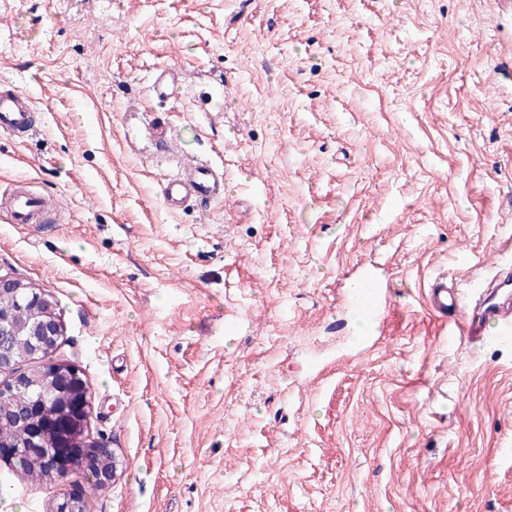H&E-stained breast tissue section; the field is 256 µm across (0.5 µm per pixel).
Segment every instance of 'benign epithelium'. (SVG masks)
<instances>
[{
    "label": "benign epithelium",
    "instance_id": "obj_1",
    "mask_svg": "<svg viewBox=\"0 0 512 512\" xmlns=\"http://www.w3.org/2000/svg\"><path fill=\"white\" fill-rule=\"evenodd\" d=\"M20 297L28 300L35 313L34 319L24 326L13 322L11 307L4 305V300L14 301ZM61 327L60 316L54 311L47 290L15 276L0 274V371L13 368L18 345L27 346L32 359L41 361L31 372L13 375L10 388L22 387L33 377L45 380L44 397L59 410V425L66 444L64 448L51 449L45 456L42 449L33 444L28 451L37 456L50 477L61 480L59 473L67 470L66 463L70 461L83 469L94 470L91 477L95 489L105 490L112 486L116 463L99 466L100 443L88 433L92 413L88 387L78 370L50 360L51 351L62 335ZM50 512H86L84 495L67 492Z\"/></svg>",
    "mask_w": 512,
    "mask_h": 512
}]
</instances>
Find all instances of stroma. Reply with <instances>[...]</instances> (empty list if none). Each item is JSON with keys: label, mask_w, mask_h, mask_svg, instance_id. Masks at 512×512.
Segmentation results:
<instances>
[{"label": "stroma", "mask_w": 512, "mask_h": 512, "mask_svg": "<svg viewBox=\"0 0 512 512\" xmlns=\"http://www.w3.org/2000/svg\"><path fill=\"white\" fill-rule=\"evenodd\" d=\"M510 69L498 0H0L40 111L0 133V196L60 214L0 205V274L58 302L117 464L90 512H512V340L449 344L426 302L512 261ZM198 160L223 199L168 211ZM376 263L369 346L340 293ZM0 482V512L62 491ZM7 205L14 223L40 224L49 202L25 186H19L7 197Z\"/></svg>", "instance_id": "stroma-1"}]
</instances>
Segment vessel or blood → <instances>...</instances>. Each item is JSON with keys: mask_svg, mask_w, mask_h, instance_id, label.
<instances>
[{"mask_svg": "<svg viewBox=\"0 0 512 512\" xmlns=\"http://www.w3.org/2000/svg\"><path fill=\"white\" fill-rule=\"evenodd\" d=\"M37 107L12 83H0V131L17 137L28 133L35 124ZM224 196V174L210 163L196 162L189 174L168 176L161 186L162 202L167 210L177 211L185 204L207 206ZM14 223H41L49 202L44 197L17 187L7 198ZM366 293L349 291L345 302L357 316L377 322L388 303L387 292L378 275L365 273ZM431 310L448 319L450 340L486 342L488 324H496L501 336L512 335V267L499 268L491 295L481 296L449 286L447 276L434 278L428 291Z\"/></svg>", "mask_w": 512, "mask_h": 512, "instance_id": "obj_1", "label": "vessel or blood"}]
</instances>
